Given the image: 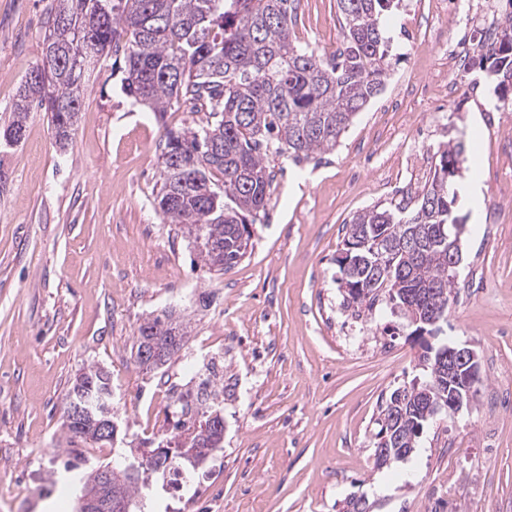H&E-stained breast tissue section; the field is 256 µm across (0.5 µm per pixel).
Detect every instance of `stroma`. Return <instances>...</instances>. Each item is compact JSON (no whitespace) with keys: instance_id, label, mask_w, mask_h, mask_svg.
<instances>
[{"instance_id":"1","label":"stroma","mask_w":512,"mask_h":512,"mask_svg":"<svg viewBox=\"0 0 512 512\" xmlns=\"http://www.w3.org/2000/svg\"><path fill=\"white\" fill-rule=\"evenodd\" d=\"M49 2L0 0V128L40 58ZM382 24V93L335 150L298 166L269 157L267 214L226 274L193 266L157 209L158 142L190 114L131 108L114 56L101 61L67 152L42 112L0 152V512H44L49 500L76 512L81 473L61 460L79 369L110 373L122 448L168 427L161 376L180 374L184 353L211 348L223 349L229 379L224 445L179 493L159 497L162 512H342L353 497L369 512H512V220L468 224L437 336L476 350V395L429 420L408 459L375 464L380 407L416 375L421 349L385 306L345 305L336 264L345 224L365 209L413 205L449 142H464L484 201L512 200L503 192L512 111L487 130L493 95L472 99L461 77L434 91L435 58L407 40L411 26L457 39L463 28L430 0H400ZM341 25L336 0H301L293 39L328 55ZM168 310L191 319L184 352L143 370L131 355L137 327Z\"/></svg>"}]
</instances>
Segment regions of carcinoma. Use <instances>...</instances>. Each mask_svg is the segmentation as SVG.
<instances>
[{"instance_id": "carcinoma-1", "label": "carcinoma", "mask_w": 512, "mask_h": 512, "mask_svg": "<svg viewBox=\"0 0 512 512\" xmlns=\"http://www.w3.org/2000/svg\"><path fill=\"white\" fill-rule=\"evenodd\" d=\"M47 18L40 62L25 77L13 104L10 124L0 142L20 143L32 112L49 115L55 145L72 141L95 70L76 66L70 55L75 38L90 56L123 54L122 91L132 105L162 115L185 106L199 116L194 125L164 128L160 150L157 205L209 270H232L247 254L249 225L266 213L273 181L270 155L288 153L309 161L336 148L354 117L381 93L386 78L388 37L378 18L395 0H337L343 17L342 48L327 56L294 43L291 34L300 0H55ZM479 68L501 76L512 88V14L503 17L496 45L479 55ZM429 184L415 209L372 208L346 224L344 248L336 259L344 301L371 312L391 304L392 313L432 335L425 323L448 314L455 286L448 271L444 238L461 224L457 176L467 168L461 142L438 151ZM376 245L384 265L363 243ZM189 322L168 313L144 318L132 356L140 366L165 365L184 346ZM439 345L422 340L418 366L424 380L395 389L381 406L376 433V465L408 458L418 447L425 423L440 409L437 389H448V368L438 360ZM111 376L90 365L81 369L66 397L64 425L69 443L101 448L113 440L95 434V422L113 406ZM85 405L92 415L76 417ZM178 419L168 440L141 452L124 467L98 462L85 476L81 496L96 490L99 472L112 478L104 488L110 499L138 512H152L145 489L154 474L167 478L183 465L196 466L213 448L223 447L224 403L192 410L191 402L172 401ZM183 448H201L193 460Z\"/></svg>"}]
</instances>
